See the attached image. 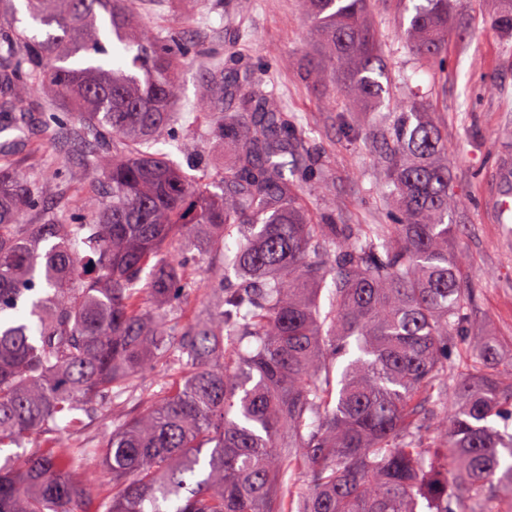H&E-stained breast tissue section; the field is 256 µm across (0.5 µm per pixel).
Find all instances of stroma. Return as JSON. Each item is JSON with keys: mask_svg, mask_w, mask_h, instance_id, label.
Instances as JSON below:
<instances>
[{"mask_svg": "<svg viewBox=\"0 0 512 512\" xmlns=\"http://www.w3.org/2000/svg\"><path fill=\"white\" fill-rule=\"evenodd\" d=\"M423 2L375 0L372 23L384 50L387 93L382 107L363 103L353 108L333 78H325L320 90L312 84L309 64L317 37L302 0H141L139 16L147 30L173 29L182 47L195 53L190 67L176 71L179 116L162 149L189 175L222 180L233 154L202 125L199 89L209 67L232 53L249 73L261 74L276 87L309 138L313 160L325 172L322 182L303 189L310 211L333 215L340 224H393L398 207L366 137L373 132L387 138L386 127H373L371 114L396 112L405 88H412L448 139L458 200L453 222L476 293L471 323L477 333L495 336L502 355L512 358V233L495 222L488 206L497 171L512 165V37L493 25L500 0H450L446 48L432 67H422L408 52L403 32ZM18 107L31 115L27 130L1 133L0 142L11 143L15 164L25 175L52 159L61 174L45 180V201L80 210L85 188L102 184L103 175L81 165L66 143L42 140L41 116L57 109L42 86L31 84ZM223 270L222 255L197 260V292L184 307V321L206 307V288Z\"/></svg>", "mask_w": 512, "mask_h": 512, "instance_id": "1", "label": "stroma"}]
</instances>
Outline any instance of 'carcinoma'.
<instances>
[{"label":"carcinoma","mask_w":512,"mask_h":512,"mask_svg":"<svg viewBox=\"0 0 512 512\" xmlns=\"http://www.w3.org/2000/svg\"><path fill=\"white\" fill-rule=\"evenodd\" d=\"M319 36L311 78L332 72L356 103L383 98L371 0H303ZM0 25V127L48 89L47 141L69 137L105 174L73 212L42 198L0 147V447L50 436L0 465V512H502L512 505V362L491 337L465 343L473 289L451 257L454 193L440 128L406 97L380 156L397 224L315 223L300 187L323 173L276 89L217 64L203 119L233 151L219 190L156 148L173 125L181 63L170 32H146L138 0H26L28 35ZM512 35V0L493 19ZM447 0L415 8L408 47L430 63ZM240 237L191 323V266ZM329 309L321 293L327 282ZM457 343V360L448 345ZM160 367L173 381L151 391ZM456 383L448 397V371ZM112 412L96 448L78 438L93 401ZM438 418L423 442L425 415ZM101 456L112 496L82 480Z\"/></svg>","instance_id":"obj_1"}]
</instances>
